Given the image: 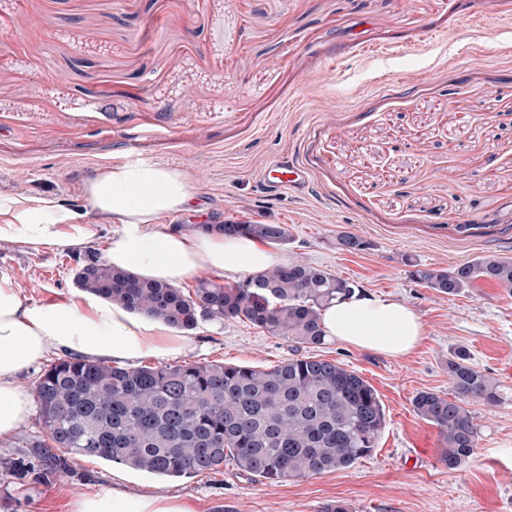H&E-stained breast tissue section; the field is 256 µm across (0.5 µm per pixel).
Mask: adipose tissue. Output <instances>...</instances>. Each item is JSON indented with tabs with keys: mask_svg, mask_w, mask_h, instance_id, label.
I'll list each match as a JSON object with an SVG mask.
<instances>
[{
	"mask_svg": "<svg viewBox=\"0 0 512 512\" xmlns=\"http://www.w3.org/2000/svg\"><path fill=\"white\" fill-rule=\"evenodd\" d=\"M196 195L185 170L127 160L96 169L84 182L79 207L51 195L0 196V241L73 250L92 244L100 225L109 222L114 230L106 262L171 284L207 272L251 276L279 264L274 252L250 237L159 230L163 217L190 213ZM321 320L326 339L390 357L410 353L423 339L417 313L388 297L354 293L324 308ZM184 345V337L165 323L88 293L50 303L28 301L12 272L0 269V438L11 436L30 416L33 400L18 375L49 351L131 364L148 355L175 354ZM70 512L193 510L177 495L130 494L112 487L76 499Z\"/></svg>",
	"mask_w": 512,
	"mask_h": 512,
	"instance_id": "obj_1",
	"label": "adipose tissue"
}]
</instances>
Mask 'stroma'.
Segmentation results:
<instances>
[{"mask_svg":"<svg viewBox=\"0 0 512 512\" xmlns=\"http://www.w3.org/2000/svg\"><path fill=\"white\" fill-rule=\"evenodd\" d=\"M336 70L325 74L324 64ZM512 0H0V194L83 203L94 170L127 159L177 166L198 188L197 224H283L274 253L393 297L425 339L392 358L336 342L322 358L377 391L386 427L352 467L272 484L219 470L166 480L76 457L48 482L10 464L39 431L37 415L0 441V512H69L112 481L178 495L195 512H512V291L477 281L455 295L412 280L407 261L452 268L512 256ZM279 157L307 173L299 193L259 181ZM90 248L20 249L0 241V268L23 296L76 293ZM369 249L342 252L339 233ZM184 362L268 369L291 358L284 338L240 320L200 322ZM466 349L501 386L496 406L470 403L478 447L461 469L413 406L451 397L448 357Z\"/></svg>","mask_w":512,"mask_h":512,"instance_id":"1","label":"stroma"}]
</instances>
